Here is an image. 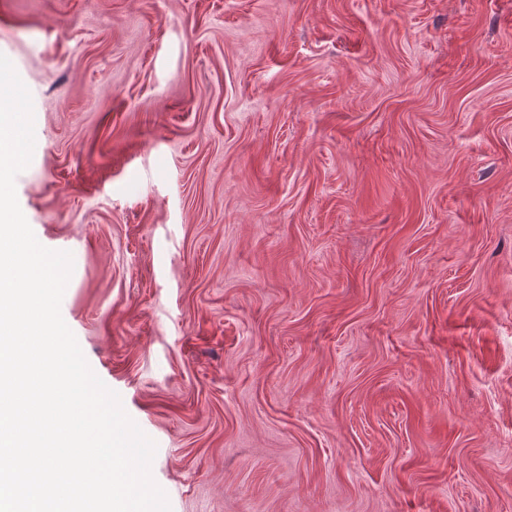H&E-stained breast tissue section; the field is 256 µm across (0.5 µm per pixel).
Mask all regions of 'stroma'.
Masks as SVG:
<instances>
[{
	"label": "stroma",
	"mask_w": 512,
	"mask_h": 512,
	"mask_svg": "<svg viewBox=\"0 0 512 512\" xmlns=\"http://www.w3.org/2000/svg\"><path fill=\"white\" fill-rule=\"evenodd\" d=\"M0 53L171 512H512V0H0Z\"/></svg>",
	"instance_id": "1"
}]
</instances>
